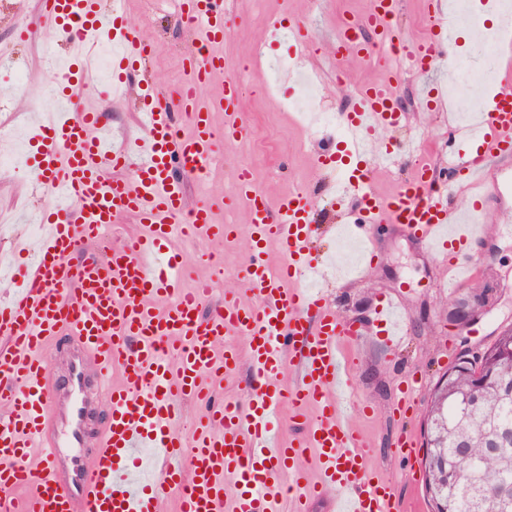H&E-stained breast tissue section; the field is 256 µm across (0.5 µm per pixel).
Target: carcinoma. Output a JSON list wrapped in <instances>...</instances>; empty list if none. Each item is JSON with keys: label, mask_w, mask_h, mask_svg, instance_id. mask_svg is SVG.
<instances>
[{"label": "carcinoma", "mask_w": 512, "mask_h": 512, "mask_svg": "<svg viewBox=\"0 0 512 512\" xmlns=\"http://www.w3.org/2000/svg\"><path fill=\"white\" fill-rule=\"evenodd\" d=\"M422 464L434 512H504L512 485V329L433 390Z\"/></svg>", "instance_id": "cac0c4a2"}]
</instances>
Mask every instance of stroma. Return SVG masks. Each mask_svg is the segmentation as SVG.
<instances>
[{"label":"stroma","mask_w":512,"mask_h":512,"mask_svg":"<svg viewBox=\"0 0 512 512\" xmlns=\"http://www.w3.org/2000/svg\"><path fill=\"white\" fill-rule=\"evenodd\" d=\"M127 23L151 44L144 76H133L132 84L149 77L160 90L180 84L187 76V59L197 37L185 28L163 0H122ZM370 0H226L230 13L224 41L217 50L228 70L247 68L248 80L242 85L237 102L250 126L249 136L218 143V162L208 175L198 179L184 177L185 207L193 209L220 197L224 207L218 221H231L238 231L230 237L198 236L174 241L171 251L180 253L186 268L182 287L190 291L199 281L217 277L212 302L235 297L246 301L252 294L245 283L251 246L245 222V202L232 189L240 169H248L255 185L270 202L302 189L316 200L321 227L315 252L329 267L339 260L340 238L336 224L342 208H353V200L337 205L334 189L340 167L330 161L342 145L329 136L301 124L294 113L261 94L268 65L282 63L283 88L292 90L295 72L322 74L324 90L320 109L333 111L346 106V92L353 87L382 81V69L358 59L337 61L333 37L342 19L363 15ZM299 19L313 33L309 54L296 56L291 32H282L277 45H269L267 35L275 20ZM452 78L447 71L432 68L414 76L415 88L431 84L438 94L433 102L411 104L402 101L404 117L398 128L376 135V151L401 150L412 137L421 136V146L439 167L462 152V144L448 140L445 132L460 101H449L444 90ZM50 99L39 89L19 93L5 75L0 74V123L18 124L31 133L34 106H50ZM32 200L40 206L50 198L40 185L35 171L17 173L0 169V208L19 207ZM372 266L362 278L333 277L323 291L335 303L339 316L356 321L363 337L353 348L350 389L346 400L355 426L371 444L369 463L389 478L410 475L412 485L402 488L409 512H431L423 489L424 471L420 458L397 461L393 443L403 426L422 432L425 411H418L410 423H402L392 412L397 394V372L405 368L421 375L425 392H432L450 362L458 357L477 358L494 343L502 327L512 326V233L497 228L482 230L475 251L478 264L473 281H497L501 287L479 321L462 327L448 319L445 307L449 292L442 288L444 273L431 252L392 224L380 225L374 233ZM386 298L400 300L407 324V341L399 356H389L383 335L374 322L377 305Z\"/></svg>","instance_id":"35a3bbf8"}]
</instances>
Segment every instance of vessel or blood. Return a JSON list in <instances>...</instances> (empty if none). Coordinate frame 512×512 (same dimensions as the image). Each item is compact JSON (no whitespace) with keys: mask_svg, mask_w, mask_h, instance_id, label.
<instances>
[{"mask_svg":"<svg viewBox=\"0 0 512 512\" xmlns=\"http://www.w3.org/2000/svg\"><path fill=\"white\" fill-rule=\"evenodd\" d=\"M201 39L191 54L187 82L166 91L147 88L139 108L140 136L113 144L104 115L91 94L117 96L125 76L151 48L127 26L111 0H40L20 40L44 33L56 39L47 57L58 74L49 90L62 106L36 121L28 157L43 188L57 195L40 219L37 241L20 237L13 248L24 261L8 302L0 304V512H154L161 495L180 486L179 512H307L309 499L333 493L336 512H399L394 484L371 470L368 440L348 418L344 396L350 386L346 354L362 336L360 324L341 318L323 292L305 289L322 270L313 244L319 227L315 201L305 191L269 207L248 170H241L234 195L244 198L252 254L245 271L253 302L235 299L201 308L211 283L194 291L181 288L183 264L163 253L172 237L197 225L217 235L235 227L215 221L222 200L185 210L181 174H205L215 157L218 136L240 138L250 132L236 109L240 87L224 79V0H178ZM396 0H370L368 13L344 22L336 33L339 56L354 55L392 70L362 29L396 37ZM120 46L111 83L87 85L75 48L97 49L100 35ZM452 29L432 26L411 41L406 54L418 70L437 56ZM222 80L224 128L216 130L210 107L201 104L200 85ZM493 107L478 131L465 139L493 159L512 151V70L494 75ZM391 79L366 85L358 107L340 121L349 136L348 155L373 152V133L400 124L402 114L389 93ZM190 133H182V125ZM429 161L415 166L392 197L375 194L371 170L352 168L339 185L341 197L359 196L351 230L372 259V229L394 224L433 252L448 268L445 283L456 290L469 280L477 224L459 223L447 198L427 193ZM130 216L144 234L111 245L103 259L71 263L72 255L104 240L111 224ZM280 243L284 260L272 266L269 241ZM376 321L384 343L397 350L404 321L397 303L378 304ZM67 334L78 344L64 383L49 386L42 353L50 337ZM245 336L246 354L222 346L226 336ZM248 357L256 383L247 402L229 401L199 421L191 436L175 429L185 398L205 402L203 381L232 373ZM298 375L282 385L285 362ZM107 394L112 413L100 430L92 454H84L89 387ZM420 380L403 377L394 410L400 420L416 412ZM291 406L304 430L285 446H274L277 415ZM161 450L163 466L142 484L141 449ZM314 456L316 479L301 466ZM236 492L227 496L226 483Z\"/></svg>","mask_w":512,"mask_h":512,"instance_id":"b4317fda","label":"vessel or blood"}]
</instances>
